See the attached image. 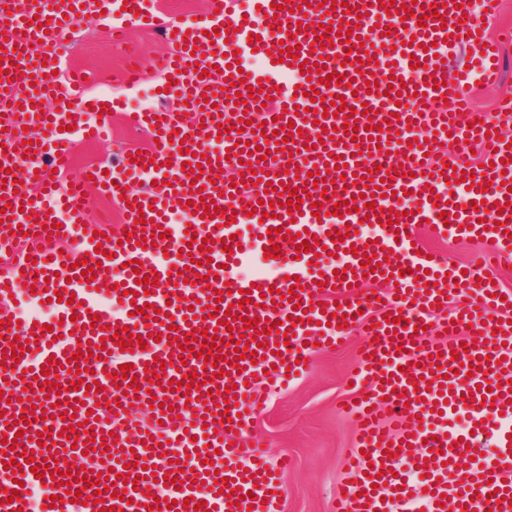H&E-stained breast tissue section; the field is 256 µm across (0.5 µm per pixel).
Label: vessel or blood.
I'll return each instance as SVG.
<instances>
[{
    "label": "vessel or blood",
    "mask_w": 512,
    "mask_h": 512,
    "mask_svg": "<svg viewBox=\"0 0 512 512\" xmlns=\"http://www.w3.org/2000/svg\"><path fill=\"white\" fill-rule=\"evenodd\" d=\"M302 1L253 0V9L245 11L240 0H207L197 18L177 19L155 13L146 0H99L113 41H123L135 27L162 32L166 51L155 70L177 76L189 108L129 115L131 125L158 133L157 143L138 154L141 162L129 151L118 169L92 166L86 176L69 180L73 144L109 135L107 125L68 108V89L80 75L63 71L62 63L84 0H0V44L12 53L11 60L0 61V209L6 214L0 249L22 246L15 263L0 270V434L15 445L0 454V512H31L36 501L50 505V512H149L155 494L160 512H196L199 502L208 512H273L286 487L281 468L267 470L259 441L248 434L262 403L249 380L304 373L302 361L315 348L338 345L343 332L335 321L342 314L367 337L350 379L367 383L368 391L347 412L357 450L343 474L336 512H512V290L476 269L450 266L447 254L426 256L415 244V229L425 223L444 239H484L488 259H512V140L500 136L502 120L512 117V96L501 98L492 113L476 114L468 105L469 86L498 77V54L483 22L499 14V0H481L480 9L468 13L464 0H417L407 18L370 0H346L333 14V0H307V9ZM433 3L441 7L439 16L418 25L423 7ZM322 24L335 31L325 61L315 34ZM252 34L257 44H249ZM189 40L196 51L185 50ZM281 42L300 46L310 69L280 61L274 46ZM465 46L480 48L478 67L449 76V53ZM321 62L328 73L353 79V89L319 86L312 67ZM372 79L378 86L370 90ZM394 81L402 83L401 92H389ZM314 86L316 101L306 96ZM250 87L253 98L235 104V93ZM339 95L354 115L318 126L294 112L298 106L322 109ZM24 119L32 128L27 147L14 134ZM372 122L379 131L369 132ZM347 124L355 135L344 134ZM280 125L295 126L296 135L282 140L275 134ZM327 127L333 130L329 139L323 136ZM426 128L436 129L440 143L482 146L481 167L458 156L445 162L431 157L420 138ZM184 147L196 152L202 179L184 170ZM265 150L290 152L289 173L281 179L311 196L293 213L261 220L247 216V209L280 199L266 189L276 167L262 159ZM225 169L233 178L222 177ZM252 170L258 183L242 179ZM316 171L329 173L327 192L314 189ZM364 175L370 183H361ZM133 181L142 184L141 192L128 191ZM458 182L463 193L449 195ZM93 189L127 199L121 229L130 240L103 238L86 224L84 195ZM348 200L354 210L345 208ZM208 201L218 214L205 212ZM317 201L324 209L318 218L312 214ZM372 202L380 209L374 216ZM172 210L183 214V223H170ZM393 211L400 219L392 225ZM55 223L60 232L48 234ZM368 223L379 227L378 236L364 233ZM344 229L349 237L334 241ZM304 231L316 235L324 253L296 254L293 237ZM271 243L280 247V276L257 284L240 276V268ZM163 248L179 252L178 261L159 263ZM368 258L383 269L377 281L386 290L376 300L360 292ZM84 260L95 266V281L78 269ZM153 272L157 286L138 284V276ZM294 276L302 286L296 306L284 298ZM107 278L114 284L113 306L121 308L117 314L95 299L97 282ZM227 286L231 294L217 299L216 291ZM450 299L457 308L443 339L428 322ZM20 300L48 306L49 317L9 322ZM144 304L157 309L156 318L138 313ZM248 318L258 321L256 337L243 334ZM47 324L53 327L48 334ZM172 324L183 339L202 329L223 338L221 378L194 352L164 340ZM124 328L144 336L145 348L121 350L114 334ZM17 337L28 349L13 351ZM78 351L88 360L72 363ZM156 359L165 367L153 382L144 368ZM124 364L133 365L137 387L119 385ZM46 367L58 387L40 380ZM193 373L198 384L181 386L182 376ZM78 380L100 383L102 390L74 389ZM230 386L236 399L226 393ZM161 395L167 398L163 408L153 404ZM28 398L35 401L37 419L18 433L12 425ZM144 407L151 417L146 424L130 416ZM69 410L79 441L108 435L116 453L101 445L90 457L72 449L62 435ZM90 415L96 422L89 428ZM459 417L467 427L457 444L446 432ZM488 441L494 445L489 456L483 453ZM398 458L407 464L399 472ZM47 459L52 468L40 478L32 474V464ZM464 460L471 466L462 482H454ZM63 470L75 477L81 502L66 500L59 483ZM111 470L122 478L119 495L95 505L84 482ZM412 471L423 473L427 485L419 504L407 493ZM169 472L176 473L177 484L159 487ZM12 490L19 493L13 501L7 498ZM250 492L255 500H247ZM54 495L61 504L51 505ZM190 497L194 505L184 506Z\"/></svg>",
    "instance_id": "obj_1"
}]
</instances>
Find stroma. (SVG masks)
<instances>
[{"mask_svg": "<svg viewBox=\"0 0 512 512\" xmlns=\"http://www.w3.org/2000/svg\"><path fill=\"white\" fill-rule=\"evenodd\" d=\"M75 25L67 62L80 70L85 80L77 98H109L122 103L121 113L112 116L109 141L74 144L71 171L76 174L86 165L115 163L124 151L148 147L147 132L127 125L122 112L172 109L177 101L162 92L163 77L149 67L151 59L163 49L158 33L135 29L125 43L117 45L96 14L83 15ZM502 57L499 82L471 90L473 109L493 111L500 95L512 94V41L503 43ZM133 59L146 62L147 69L143 84L130 90L122 84L120 73ZM360 342L358 334H350L338 347L314 353L308 370L287 384L264 382L258 386L265 404L253 418L250 433L265 442L269 463H276L284 454L293 459L292 468L284 476L287 495L279 503L278 512H333L340 474L354 443L353 425L340 407L353 395L346 374L356 363Z\"/></svg>", "mask_w": 512, "mask_h": 512, "instance_id": "35a3bbf8", "label": "stroma"}]
</instances>
